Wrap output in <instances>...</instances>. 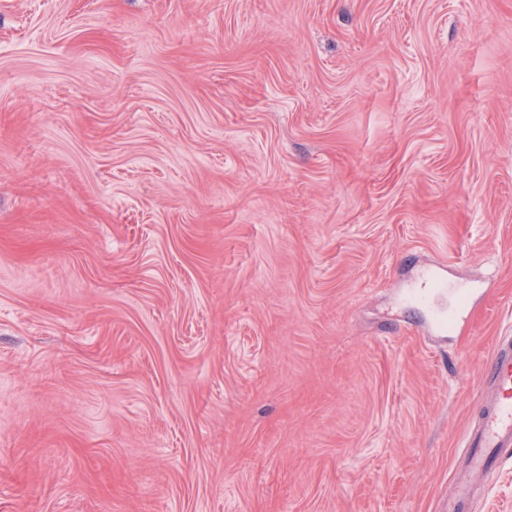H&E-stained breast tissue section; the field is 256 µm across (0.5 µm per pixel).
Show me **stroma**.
<instances>
[{"label":"stroma","mask_w":512,"mask_h":512,"mask_svg":"<svg viewBox=\"0 0 512 512\" xmlns=\"http://www.w3.org/2000/svg\"><path fill=\"white\" fill-rule=\"evenodd\" d=\"M503 336L512 0H0V512H440Z\"/></svg>","instance_id":"35a3bbf8"}]
</instances>
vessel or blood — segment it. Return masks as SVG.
Instances as JSON below:
<instances>
[{
  "instance_id": "obj_1",
  "label": "vessel or blood",
  "mask_w": 512,
  "mask_h": 512,
  "mask_svg": "<svg viewBox=\"0 0 512 512\" xmlns=\"http://www.w3.org/2000/svg\"><path fill=\"white\" fill-rule=\"evenodd\" d=\"M491 391L466 442L467 465L447 512H469L470 503L491 470L499 467V449L512 447V341H503L485 373Z\"/></svg>"
}]
</instances>
